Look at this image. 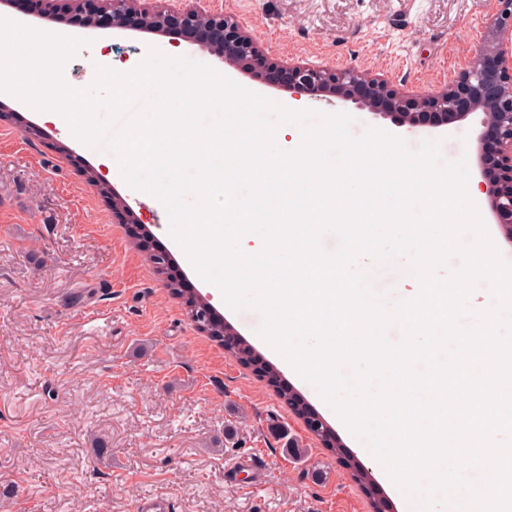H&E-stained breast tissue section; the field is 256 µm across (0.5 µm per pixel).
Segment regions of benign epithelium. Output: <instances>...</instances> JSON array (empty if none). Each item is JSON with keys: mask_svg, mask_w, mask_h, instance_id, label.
I'll return each instance as SVG.
<instances>
[{"mask_svg": "<svg viewBox=\"0 0 512 512\" xmlns=\"http://www.w3.org/2000/svg\"><path fill=\"white\" fill-rule=\"evenodd\" d=\"M23 12L36 19L78 15L76 26L90 32L130 30L174 40L179 39L177 26L221 30L224 53L218 59L273 72L297 99L332 92L399 128L423 126L417 120L421 111L451 123L478 114L480 129L473 146L478 186L494 223L512 240V57L507 55L512 48V22L499 24L495 46L478 54L455 79L437 90L415 94L367 71L275 62L233 16L206 10L198 0H177L167 6L158 0H24Z\"/></svg>", "mask_w": 512, "mask_h": 512, "instance_id": "obj_1", "label": "benign epithelium"}]
</instances>
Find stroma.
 Instances as JSON below:
<instances>
[{"label":"stroma","instance_id":"1","mask_svg":"<svg viewBox=\"0 0 512 512\" xmlns=\"http://www.w3.org/2000/svg\"><path fill=\"white\" fill-rule=\"evenodd\" d=\"M230 14L275 59L372 70L395 88L452 80L493 44L501 0H204ZM210 66L291 110L348 114L353 134L374 126L408 148L440 143L441 158L472 157L478 116L416 132L374 120L336 95L294 99L198 46L140 33L93 34L63 69L89 87L97 66L123 70L149 48ZM0 116V512H137L140 497L174 498L180 512H371L340 459L369 469L390 512L408 505L374 472L364 438L338 420L317 389L279 363L257 336L259 312L226 308L201 280L152 195L131 193L114 156L43 121L6 96ZM36 123L39 137L24 133ZM102 171L136 223L269 363L282 384L336 434L335 449L305 427L254 366L200 332L148 250L131 239L86 179ZM104 438L109 455L95 438Z\"/></svg>","mask_w":512,"mask_h":512}]
</instances>
